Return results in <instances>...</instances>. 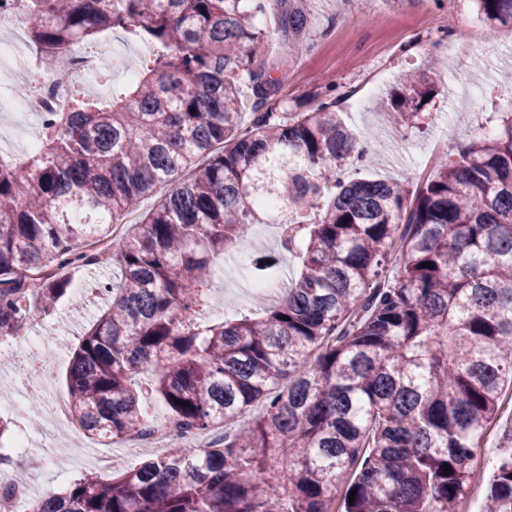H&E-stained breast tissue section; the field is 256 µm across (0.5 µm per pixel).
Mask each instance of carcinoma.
<instances>
[{
	"label": "carcinoma",
	"instance_id": "obj_1",
	"mask_svg": "<svg viewBox=\"0 0 512 512\" xmlns=\"http://www.w3.org/2000/svg\"><path fill=\"white\" fill-rule=\"evenodd\" d=\"M13 2L58 67L109 30L153 54L108 107L74 97L22 171L0 164V336L66 296L68 271L107 260L112 304L67 375L74 424L112 444L146 429L147 395L179 429L262 406L211 448L85 475L34 512H459L512 380V117L440 155L413 191L346 180L368 142L336 103L263 111L255 61L275 31L254 26L245 0ZM474 2L490 24L512 23V0ZM245 78L258 95L248 125ZM433 92L430 72H411L378 111L415 128ZM162 183L141 231L111 237ZM271 194L292 213L281 245L299 277L256 318L201 319L215 258L279 217ZM88 238L107 242L106 259L78 247ZM500 448L484 512H512V425Z\"/></svg>",
	"mask_w": 512,
	"mask_h": 512
}]
</instances>
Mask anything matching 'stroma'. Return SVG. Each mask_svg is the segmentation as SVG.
<instances>
[{
    "instance_id": "stroma-1",
    "label": "stroma",
    "mask_w": 512,
    "mask_h": 512,
    "mask_svg": "<svg viewBox=\"0 0 512 512\" xmlns=\"http://www.w3.org/2000/svg\"><path fill=\"white\" fill-rule=\"evenodd\" d=\"M284 11L305 13L307 26L299 32L278 31ZM454 13L472 21L471 34L479 46L476 57L484 59L480 81L472 79L475 57L457 61L448 56V18ZM255 23L277 31L263 56L265 78L272 83L268 106L277 112H310L319 102L332 99L346 125L369 137L370 158L349 166L346 178L396 179L416 188L426 177L419 158L434 157L441 141L467 139L488 126L490 118L512 113V25L492 27L478 20L472 0H364L358 7L341 0H284L281 11L266 12ZM437 57L444 60L434 75L438 93L426 106L420 128L398 131L386 125L377 102L402 83L410 70L430 68ZM370 67L383 70L384 75L368 89L364 107L358 108L351 105V96L361 85L362 71ZM475 88L482 92L478 107L468 111L456 131H449V113L462 108L465 92ZM235 258L231 249L218 260L220 268L209 285L212 304L206 310L211 320L236 318L254 302V293L247 291H238L234 304L224 302L225 292L237 291V282L247 278ZM95 280L75 275L79 295L68 296L55 308L34 311L27 335L12 341L22 349L29 337L37 336L43 346L56 348L50 378L56 399L63 404L68 401L71 351L92 317L109 302L108 293L96 290ZM29 393L27 379L15 374L11 365L0 363V418L11 430L0 438V449L10 448L20 432H27L30 439L24 455L0 464V486L17 484L28 497L38 498L96 473V459L105 450L123 454L131 467L143 461V453L128 443L108 448L88 439L83 447L73 449L67 474L56 476L49 453L78 430L66 418L56 428L31 425L29 416L19 412L28 406Z\"/></svg>"
}]
</instances>
